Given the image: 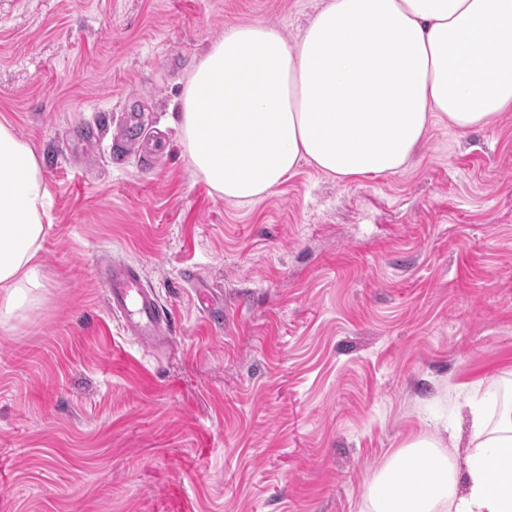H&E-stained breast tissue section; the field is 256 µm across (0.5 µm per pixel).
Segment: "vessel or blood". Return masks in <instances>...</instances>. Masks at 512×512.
Wrapping results in <instances>:
<instances>
[{
  "label": "vessel or blood",
  "mask_w": 512,
  "mask_h": 512,
  "mask_svg": "<svg viewBox=\"0 0 512 512\" xmlns=\"http://www.w3.org/2000/svg\"><path fill=\"white\" fill-rule=\"evenodd\" d=\"M101 279L109 308L126 331L142 344L161 346L169 328V312L155 291L142 283L138 269L116 260L104 268Z\"/></svg>",
  "instance_id": "vessel-or-blood-1"
}]
</instances>
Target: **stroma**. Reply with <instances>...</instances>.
Instances as JSON below:
<instances>
[{"label":"stroma","instance_id":"1","mask_svg":"<svg viewBox=\"0 0 512 512\" xmlns=\"http://www.w3.org/2000/svg\"><path fill=\"white\" fill-rule=\"evenodd\" d=\"M323 3L0 0V116L51 195L43 300L0 329V512H365L407 436L465 448L472 386L512 379V110L248 204L193 171L196 59L240 24L296 41ZM115 259L172 311L163 346L109 312Z\"/></svg>","mask_w":512,"mask_h":512}]
</instances>
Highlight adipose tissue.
Here are the masks:
<instances>
[{
  "mask_svg": "<svg viewBox=\"0 0 512 512\" xmlns=\"http://www.w3.org/2000/svg\"><path fill=\"white\" fill-rule=\"evenodd\" d=\"M178 127L193 169L251 203L300 163L341 180L405 170L434 123L467 132L512 109V0H325L297 42L225 30L195 63ZM50 193L0 118V327L35 309ZM465 455L415 435L367 488L369 512H512V397L470 407Z\"/></svg>",
  "mask_w": 512,
  "mask_h": 512,
  "instance_id": "1",
  "label": "adipose tissue"
}]
</instances>
